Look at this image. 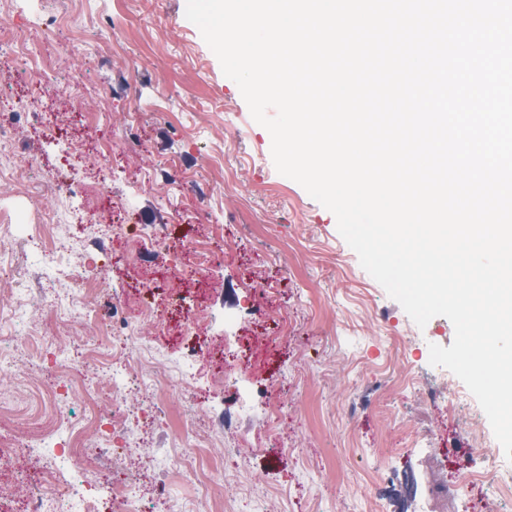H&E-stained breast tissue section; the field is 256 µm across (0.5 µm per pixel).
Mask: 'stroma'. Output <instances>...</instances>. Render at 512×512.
<instances>
[{
	"instance_id": "stroma-1",
	"label": "stroma",
	"mask_w": 512,
	"mask_h": 512,
	"mask_svg": "<svg viewBox=\"0 0 512 512\" xmlns=\"http://www.w3.org/2000/svg\"><path fill=\"white\" fill-rule=\"evenodd\" d=\"M187 0H0V42L42 44L36 61L0 54V127L10 131L27 185L0 179V225L28 208L31 221L61 216L75 200L60 193L85 172L105 190L84 223L64 234L84 243L86 276L104 269L90 297L102 322L62 325L40 307L15 316L21 288L71 292L75 282L27 255L18 238L0 252V332L43 336L71 370L87 372L102 415L137 413L140 394L112 400L108 369L85 367L80 340L111 347L102 328L117 295L146 309L129 360L156 382L163 405L142 417L140 444L114 459L115 480L164 456L148 489H163L172 512H512L474 473L494 461L512 472L490 423L456 376L429 363V346H450L443 316L418 327L361 266L334 214L277 172L271 136L227 78ZM52 92H45L44 77ZM111 150L98 154L102 142ZM204 186L206 196L197 195ZM133 230L162 225L160 245L124 239L95 245L96 225ZM224 252L217 282L199 295L200 248ZM264 289L266 305L246 302ZM205 304L210 328L185 330ZM220 379L188 393L182 363ZM459 390L449 411L436 394ZM36 413L0 415V475L15 477L21 457L7 443L20 428H43ZM259 451L237 445L240 434ZM221 466L204 494L180 467Z\"/></svg>"
}]
</instances>
